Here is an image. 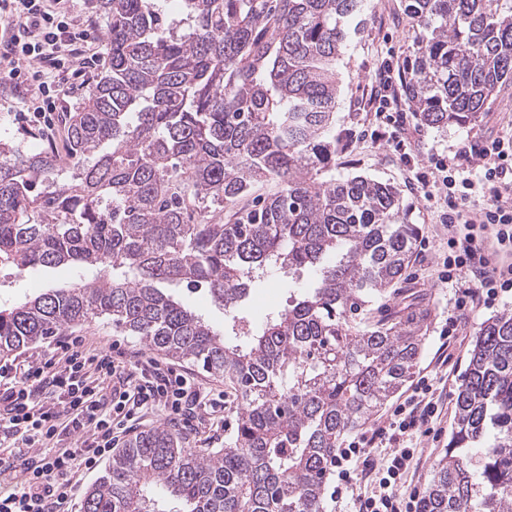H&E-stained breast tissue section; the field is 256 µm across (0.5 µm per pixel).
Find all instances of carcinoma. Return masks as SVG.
Returning a JSON list of instances; mask_svg holds the SVG:
<instances>
[{
	"instance_id": "cac0c4a2",
	"label": "carcinoma",
	"mask_w": 512,
	"mask_h": 512,
	"mask_svg": "<svg viewBox=\"0 0 512 512\" xmlns=\"http://www.w3.org/2000/svg\"><path fill=\"white\" fill-rule=\"evenodd\" d=\"M361 0H98L108 67L53 152L0 142V267L93 270L0 309V354L95 317L234 390L218 450L158 426L112 454L82 512H321L336 450L409 381L430 313L376 319L418 238L401 190L336 177L344 20ZM405 102L464 127L512 86V0H402ZM274 267L317 285L247 331L231 314ZM204 286L205 323L163 286ZM448 453L420 512H512V312L484 322Z\"/></svg>"
}]
</instances>
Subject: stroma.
Here are the masks:
<instances>
[{
    "label": "stroma",
    "mask_w": 512,
    "mask_h": 512,
    "mask_svg": "<svg viewBox=\"0 0 512 512\" xmlns=\"http://www.w3.org/2000/svg\"><path fill=\"white\" fill-rule=\"evenodd\" d=\"M396 6L397 0H363L360 12L350 17L347 22L348 38L339 65L343 96L337 113L336 132L341 136L354 132L358 138L351 149L340 154L336 171L346 175H367L397 184L402 190L410 223L418 225L423 236L429 240L427 249L416 250L415 258L399 285V293L390 301L388 310L400 313L419 303L430 310V324L420 364L428 366L435 360L440 347H447L454 364L444 391L446 401L450 402L454 399V393L467 366V354L480 325L493 315L504 311L512 312V292L503 294L492 308H483L471 314L459 335L451 339L449 344H442L440 331L448 316L452 289L426 274L427 267L435 262L441 246V240L436 237L428 219L430 203L422 192L409 185L407 168L393 147L363 136L362 117L354 110L362 85L368 81L382 60H402L412 45L408 22L405 16L396 14ZM82 16L89 36L87 47L92 57L85 68L84 76L69 83L68 111L53 113V129L34 126L27 122L24 116L25 106L20 98L0 88L1 141L20 146L22 150L29 152L62 151L64 130L70 112L82 105L89 89L107 66L105 20L97 9V0H86L82 7ZM505 97V102L496 111L484 113L478 123L463 128H432L422 124L414 113H407L405 129L415 135L420 159H427L430 154L446 150L448 146L470 142L477 134L488 132L497 136L512 131V88L508 89ZM75 278V270L68 266L36 268L19 275L11 269H1L0 307L11 306L40 289L59 286ZM294 290V284L289 283L279 272L265 270L261 277L254 280L249 296L240 303L236 313L249 320L252 325H261L268 314L287 306ZM71 333L83 337L85 346L89 349L113 346L126 353L145 354L149 351L148 346L138 337L116 329L111 321L104 318L89 320L72 328ZM161 364L189 373L204 387L223 392L224 407L202 423L193 421L175 425L166 414L154 413L142 422V429L169 425L180 437L184 447H223L236 426V398L233 390L226 388L222 380L190 363L165 357Z\"/></svg>",
    "instance_id": "35a3bbf8"
}]
</instances>
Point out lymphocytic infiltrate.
Instances as JSON below:
<instances>
[{
    "mask_svg": "<svg viewBox=\"0 0 512 512\" xmlns=\"http://www.w3.org/2000/svg\"><path fill=\"white\" fill-rule=\"evenodd\" d=\"M0 63L13 84L20 65L39 63L24 96L28 119L45 120L67 94L69 70L88 41L78 0H0ZM398 67L384 62L362 89L360 110L371 137L393 146L413 164L410 137H397L403 104ZM421 187L442 192L445 210L434 221L448 233L437 278L454 288L445 337L458 335L471 312L493 305L512 291V263L490 261L512 251V136H500L433 154L416 171ZM447 354L434 371L423 372L410 394L336 455V501L351 499L357 512H418L422 492L415 481L416 457L430 436L435 416L445 412L436 384L445 383ZM215 402L213 392L191 376L137 354L115 360L108 351H88L70 336L51 342L43 355L23 364L0 366V477L15 476L13 491L0 496V512H73V488L115 447L117 433L156 411L191 421ZM384 449L374 458V449Z\"/></svg>",
    "mask_w": 512,
    "mask_h": 512,
    "instance_id": "f902f5d3",
    "label": "lymphocytic infiltrate"
}]
</instances>
